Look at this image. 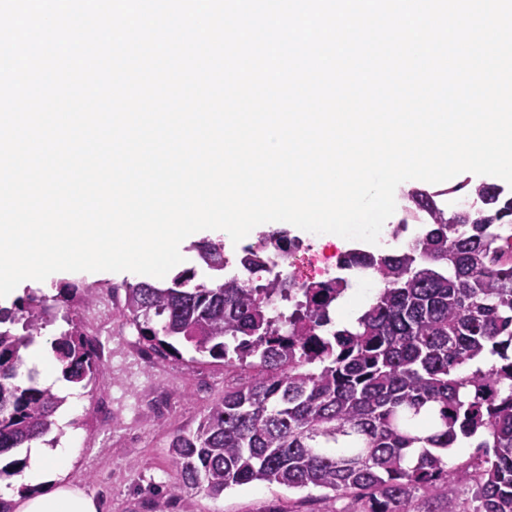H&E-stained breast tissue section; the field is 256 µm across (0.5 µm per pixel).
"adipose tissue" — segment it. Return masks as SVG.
Returning <instances> with one entry per match:
<instances>
[{
    "instance_id": "obj_1",
    "label": "adipose tissue",
    "mask_w": 512,
    "mask_h": 512,
    "mask_svg": "<svg viewBox=\"0 0 512 512\" xmlns=\"http://www.w3.org/2000/svg\"><path fill=\"white\" fill-rule=\"evenodd\" d=\"M72 450L68 447L32 446L26 480L30 486L19 512H98L94 495L66 484L62 475Z\"/></svg>"
}]
</instances>
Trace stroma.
<instances>
[{"mask_svg": "<svg viewBox=\"0 0 512 512\" xmlns=\"http://www.w3.org/2000/svg\"><path fill=\"white\" fill-rule=\"evenodd\" d=\"M139 280V274L132 272H57L31 287L52 295L65 283L108 287ZM88 324L97 329L113 327V335L103 339L112 354L105 360L104 384L80 391L79 407L69 412L71 426L63 437L74 452L65 480L93 494L99 512H142L151 489L169 482L170 434L195 429L206 408L223 396L224 364L208 357L196 363L183 356L161 360L154 369L127 354L122 338L125 322L118 314L108 311L90 317ZM148 385L171 393L166 416L152 422L142 419L138 407ZM129 427L137 430V439H126ZM273 507L283 512H359L360 504L351 496L328 497L315 488L291 490L253 483L227 489L216 499L201 493L183 495L167 512H269Z\"/></svg>", "mask_w": 512, "mask_h": 512, "instance_id": "35a3bbf8", "label": "stroma"}]
</instances>
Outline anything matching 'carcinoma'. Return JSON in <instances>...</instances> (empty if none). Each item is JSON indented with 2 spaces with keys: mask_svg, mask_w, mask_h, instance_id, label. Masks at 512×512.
I'll return each mask as SVG.
<instances>
[{
  "mask_svg": "<svg viewBox=\"0 0 512 512\" xmlns=\"http://www.w3.org/2000/svg\"><path fill=\"white\" fill-rule=\"evenodd\" d=\"M411 197L433 222L405 250L343 256L382 284L351 327L331 311L345 279L263 278L257 246L242 255L248 280L224 277V244L202 240L193 248L209 281L183 271L121 285L120 316L161 358L180 342L242 374L196 429L172 436L173 475L155 512L185 493L217 498L257 482L407 512L420 493L452 498L445 452L476 436L493 449L476 512H512V194L482 185L472 213L442 210L428 189ZM97 301L98 288L68 283L0 307V455L52 433L66 401L31 374L19 383L22 351L44 327L65 323L52 343L64 380L86 390L105 375L85 333Z\"/></svg>",
  "mask_w": 512,
  "mask_h": 512,
  "instance_id": "carcinoma-1",
  "label": "carcinoma"
}]
</instances>
